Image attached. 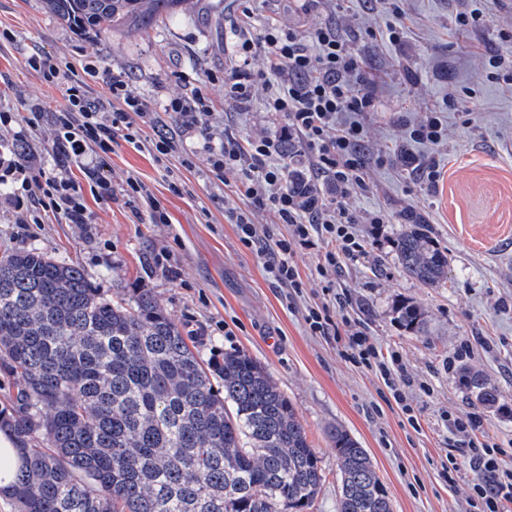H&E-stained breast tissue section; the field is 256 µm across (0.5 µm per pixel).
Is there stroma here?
<instances>
[{
    "label": "stroma",
    "mask_w": 512,
    "mask_h": 512,
    "mask_svg": "<svg viewBox=\"0 0 512 512\" xmlns=\"http://www.w3.org/2000/svg\"><path fill=\"white\" fill-rule=\"evenodd\" d=\"M255 25L277 19L311 31L336 23L367 61L378 111L364 119L371 160L366 191L348 204L378 211L380 224H360L370 241L364 259L341 267L334 289L350 304L334 319L349 316L382 349L398 350L415 381L408 391L418 427H411L390 400L380 378L354 367L340 355L341 344L312 335L304 316L325 302L317 260L296 257L305 283L299 297L268 280L256 257L224 218L225 207H245L235 174L208 178L204 157L182 171V193L147 149L119 143L112 152L111 202L91 204L93 222L84 229L47 216L17 238L4 211L0 187V256L38 249L57 260L78 263L110 299L150 289L164 312L191 336L203 353L245 350L258 360L287 395L319 453L325 481L308 512H336L339 467L331 426L343 425L368 451L393 503L394 512H466L474 473L459 458L455 483L440 475L452 435L444 414L478 421L471 437L505 446L512 464V89L487 80L488 57L500 54L498 34L512 30V0H404L405 32L400 42L377 39L392 21L378 0H318L311 15L296 18L288 0H253ZM240 0H195L187 13L157 21L136 32L82 36L58 22L42 0H0V109L13 121L0 131V144L24 132L27 155L53 168L51 126L29 129L32 104L55 110L64 105L61 87L45 82L26 59L35 52L63 65L125 74L132 88L164 113L173 97L202 92L209 100L215 142L233 138H275L281 121L263 109L264 88H256L247 110L224 98L228 48L242 13ZM477 10L482 26L461 31L456 16ZM444 112L445 135L435 146L410 143L408 127L427 110ZM386 149L412 151L420 163L435 165V182L416 178L401 164L379 162ZM140 179L165 207L166 224L136 223L120 189L127 177ZM423 216L433 239L448 251V279L428 288L406 277L392 241L408 213ZM171 254L169 268L155 265V253ZM412 303L427 315L420 335L397 321L394 309ZM224 323L218 331L216 323ZM469 365L486 372L509 407L484 409L458 382ZM429 392H421L419 383Z\"/></svg>",
    "instance_id": "stroma-1"
}]
</instances>
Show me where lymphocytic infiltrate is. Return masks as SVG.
<instances>
[{"instance_id":"1","label":"lymphocytic infiltrate","mask_w":512,"mask_h":512,"mask_svg":"<svg viewBox=\"0 0 512 512\" xmlns=\"http://www.w3.org/2000/svg\"><path fill=\"white\" fill-rule=\"evenodd\" d=\"M259 50L265 64L257 70L252 58ZM232 53L235 65L224 75L225 99L244 109L257 85L267 87L265 111L283 117L282 133L302 141L309 170L303 182L290 180L292 164L278 156L270 138L243 144L228 139L211 145L207 105L201 96L170 100L166 112L178 128L172 134L161 130L150 102L137 94L123 75L91 64L78 73L50 57L34 54L28 57V66L45 82L62 86L66 103L49 115L40 104H33L27 120L35 129L43 118H50L54 168L37 167L10 154L0 156V185L10 187L7 202L16 223L39 224L50 214L69 224L92 223L88 198L108 202L114 196L110 165L114 145L123 141L148 148L161 164L175 156L190 170L195 166L194 153L184 147L182 139L193 134L207 143L209 174L237 173V190L251 208H228L224 216L236 225L240 242L256 255L272 280L298 293L303 281L295 256H315L316 271L327 281L344 262L365 257L367 242L355 227L379 224L383 218L376 212L357 214L346 206L352 192L366 186L363 119L377 109L360 54L334 24H322L305 36L273 21L257 37L241 31ZM94 82L105 87L104 95H91ZM73 165L79 168L81 179L69 175ZM319 176L325 177L326 187H317ZM123 194L138 221L168 223L165 208L138 178L127 179ZM254 208L272 212L278 223L288 226V234L273 237L261 230L250 214ZM341 323L346 328L342 358L374 372L408 422H415L406 393L412 380L400 352H382L368 334L351 330L349 318H342ZM501 453V446L495 443L476 444L461 453L468 457L475 474L469 501L474 512H507L512 504V468L501 466ZM458 456L448 455L444 478L453 479L458 472Z\"/></svg>"}]
</instances>
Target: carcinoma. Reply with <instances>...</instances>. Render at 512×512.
<instances>
[{
    "label": "carcinoma",
    "mask_w": 512,
    "mask_h": 512,
    "mask_svg": "<svg viewBox=\"0 0 512 512\" xmlns=\"http://www.w3.org/2000/svg\"><path fill=\"white\" fill-rule=\"evenodd\" d=\"M188 2L43 0L95 34L146 29ZM393 247L424 286L448 279V253L420 216ZM396 314L427 333L419 307ZM1 366L15 380L0 427L20 444V512H298L323 485L304 424L261 363L243 350L206 360L146 288L109 300L74 263L36 249L1 255ZM459 382L483 408H502L483 372L464 366ZM330 437L336 512H393L367 450L341 424Z\"/></svg>",
    "instance_id": "cac0c4a2"
}]
</instances>
